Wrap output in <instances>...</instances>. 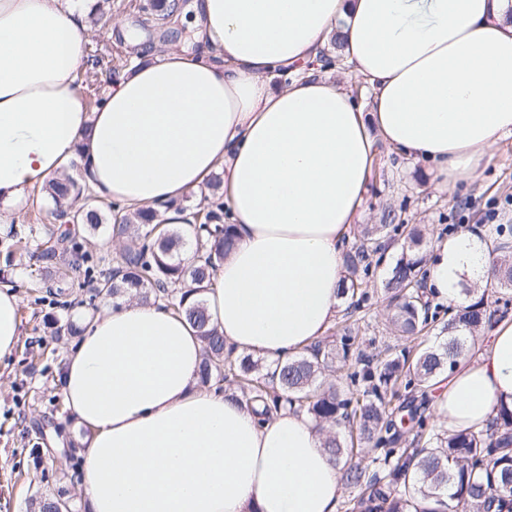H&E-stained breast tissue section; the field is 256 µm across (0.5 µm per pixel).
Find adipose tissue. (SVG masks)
<instances>
[{
	"instance_id": "obj_1",
	"label": "adipose tissue",
	"mask_w": 512,
	"mask_h": 512,
	"mask_svg": "<svg viewBox=\"0 0 512 512\" xmlns=\"http://www.w3.org/2000/svg\"><path fill=\"white\" fill-rule=\"evenodd\" d=\"M202 49L149 52L89 109L76 83L88 38L64 0H0V224L78 163L94 194L129 209L170 203L223 176L235 244L205 292L233 355L284 360L325 336L344 253L383 141L442 187L512 137V0H192ZM336 42L369 107L320 70ZM289 75L277 87L273 77ZM490 236L438 241L431 297L487 278ZM58 384L83 441L87 512H336L338 468L302 412L259 420L199 385L202 343L185 318L123 300L79 322ZM0 289V358L20 336ZM448 429L512 408V318L438 379Z\"/></svg>"
}]
</instances>
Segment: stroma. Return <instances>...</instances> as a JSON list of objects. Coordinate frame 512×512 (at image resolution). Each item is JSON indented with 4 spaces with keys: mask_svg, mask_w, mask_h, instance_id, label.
<instances>
[{
    "mask_svg": "<svg viewBox=\"0 0 512 512\" xmlns=\"http://www.w3.org/2000/svg\"><path fill=\"white\" fill-rule=\"evenodd\" d=\"M148 0H83L89 41L86 55H98L97 64L81 69L90 90L104 95L112 77L126 69V58L134 50L112 28L122 20L141 33L162 32L166 21L147 7ZM512 197V138L504 140L475 178L444 189L426 167L414 164L385 144H378L370 189L365 202L364 221L378 223L384 210H394L401 224H416L427 243L447 236L459 216L478 220L492 203ZM54 205L43 197L40 207L27 208L18 223L0 235L32 234L36 259L18 257L6 262L0 251V285H10L20 298L21 335L12 354L0 360V512H31V503L44 491H65L75 512H85L80 493L83 458L73 448L87 434L76 424L58 387L60 367L75 338L67 331L84 313L109 309V297H92L84 288V277L70 269L68 257L57 239L44 231L54 223ZM461 232L467 225L459 224ZM397 259L383 254L371 268L364 307L349 311L340 306L337 321L359 320V338L366 352L396 345L387 327L382 283ZM58 269L68 283L65 293L46 287L37 274L43 267Z\"/></svg>",
    "mask_w": 512,
    "mask_h": 512,
    "instance_id": "obj_1",
    "label": "stroma"
}]
</instances>
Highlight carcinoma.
I'll return each mask as SVG.
<instances>
[{
	"label": "carcinoma",
	"instance_id": "carcinoma-1",
	"mask_svg": "<svg viewBox=\"0 0 512 512\" xmlns=\"http://www.w3.org/2000/svg\"><path fill=\"white\" fill-rule=\"evenodd\" d=\"M48 192L56 205L55 217L91 230L103 223L101 200L76 176L51 183ZM108 208L114 212L112 231L127 236L130 243L114 265L97 270L91 251L75 249L73 264L84 267L91 288L113 297L132 293L146 303L161 300L184 316L203 343V385L237 390L238 399L262 405L264 418L286 406L306 412L325 432L323 447L353 492L345 512H512V410L499 409L483 429L436 430L427 426L417 408L401 401L397 389L402 382L425 393L432 381L470 354L497 314L508 312L509 301L500 297L497 307L490 308L486 289L512 291L511 224L496 227V263L486 287L461 289L462 302L448 306L446 336L437 345L415 353L408 348L395 352L389 345L365 353L359 348L358 329L346 323L339 340H321L267 368L249 355L235 358L224 351V336L199 298L233 244L223 203L203 213L201 223L188 225L195 251L187 264L174 258L182 241L179 228L157 221L153 208L131 214L111 203ZM395 220L389 210L383 223L363 225L344 255L343 293L355 310L368 299L365 278L383 234L400 228ZM422 242V231L411 228L384 284L393 303L389 325L399 338L418 335L439 315L431 311L420 288L425 274ZM191 293L198 295L193 302L187 301ZM335 366L348 369L345 381L323 379ZM403 411L414 435L411 447L396 448L393 430Z\"/></svg>",
	"mask_w": 512,
	"mask_h": 512
}]
</instances>
